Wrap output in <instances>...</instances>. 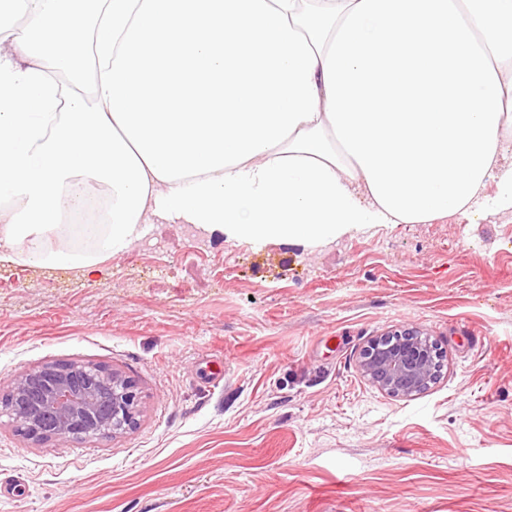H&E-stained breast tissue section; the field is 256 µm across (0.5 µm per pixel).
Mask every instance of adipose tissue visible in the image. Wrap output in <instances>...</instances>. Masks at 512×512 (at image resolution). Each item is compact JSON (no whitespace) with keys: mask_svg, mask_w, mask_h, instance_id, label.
Segmentation results:
<instances>
[{"mask_svg":"<svg viewBox=\"0 0 512 512\" xmlns=\"http://www.w3.org/2000/svg\"><path fill=\"white\" fill-rule=\"evenodd\" d=\"M0 1V267L512 212V0Z\"/></svg>","mask_w":512,"mask_h":512,"instance_id":"ef3b65f1","label":"adipose tissue"}]
</instances>
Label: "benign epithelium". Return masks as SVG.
Returning a JSON list of instances; mask_svg holds the SVG:
<instances>
[{"mask_svg": "<svg viewBox=\"0 0 512 512\" xmlns=\"http://www.w3.org/2000/svg\"><path fill=\"white\" fill-rule=\"evenodd\" d=\"M362 374L394 397L430 387L436 371L414 331L374 337L361 353ZM108 391L110 399L101 401ZM140 397L135 383L112 369L78 363L45 364L14 379L0 409L35 444L122 435L135 428Z\"/></svg>", "mask_w": 512, "mask_h": 512, "instance_id": "1", "label": "benign epithelium"}]
</instances>
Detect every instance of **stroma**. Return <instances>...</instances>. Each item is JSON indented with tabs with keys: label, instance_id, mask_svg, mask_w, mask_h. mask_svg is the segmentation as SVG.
<instances>
[{
	"label": "stroma",
	"instance_id": "obj_1",
	"mask_svg": "<svg viewBox=\"0 0 512 512\" xmlns=\"http://www.w3.org/2000/svg\"><path fill=\"white\" fill-rule=\"evenodd\" d=\"M406 329L443 367L396 398L359 360ZM54 362L132 379L138 424L36 445L0 415V512H512L511 213L312 249L153 221L92 279L0 267V396Z\"/></svg>",
	"mask_w": 512,
	"mask_h": 512
}]
</instances>
